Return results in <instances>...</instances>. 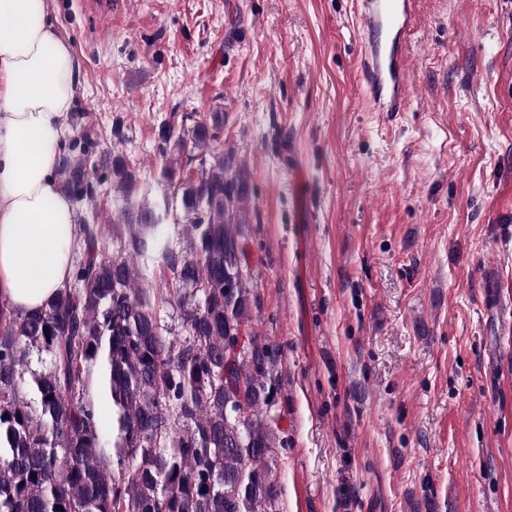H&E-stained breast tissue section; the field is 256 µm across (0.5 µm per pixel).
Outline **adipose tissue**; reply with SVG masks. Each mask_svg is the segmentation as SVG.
Wrapping results in <instances>:
<instances>
[{"mask_svg":"<svg viewBox=\"0 0 512 512\" xmlns=\"http://www.w3.org/2000/svg\"><path fill=\"white\" fill-rule=\"evenodd\" d=\"M75 92L48 0H0V302L40 309L73 270L74 205L56 149Z\"/></svg>","mask_w":512,"mask_h":512,"instance_id":"1","label":"adipose tissue"}]
</instances>
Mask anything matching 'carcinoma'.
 <instances>
[{
	"label": "carcinoma",
	"instance_id": "obj_1",
	"mask_svg": "<svg viewBox=\"0 0 512 512\" xmlns=\"http://www.w3.org/2000/svg\"><path fill=\"white\" fill-rule=\"evenodd\" d=\"M187 120L157 131L162 175L182 190L178 248L158 232V205L122 212L110 233L81 218L71 283L34 312L0 305V512H280L283 442L262 411L277 352L242 335L254 303L236 233L247 177L212 152L224 112ZM188 143L208 154L195 173L176 158ZM57 148L75 203L97 209L108 179L130 197L135 172L119 155L96 161L91 133ZM158 260L172 287L159 297L140 287Z\"/></svg>",
	"mask_w": 512,
	"mask_h": 512
}]
</instances>
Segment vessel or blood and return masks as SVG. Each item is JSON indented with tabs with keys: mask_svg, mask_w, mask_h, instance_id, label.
Segmentation results:
<instances>
[{
	"mask_svg": "<svg viewBox=\"0 0 512 512\" xmlns=\"http://www.w3.org/2000/svg\"><path fill=\"white\" fill-rule=\"evenodd\" d=\"M369 38L360 51L370 103L378 112L400 111L409 74L407 39L417 0H360Z\"/></svg>",
	"mask_w": 512,
	"mask_h": 512,
	"instance_id": "1",
	"label": "vessel or blood"
}]
</instances>
